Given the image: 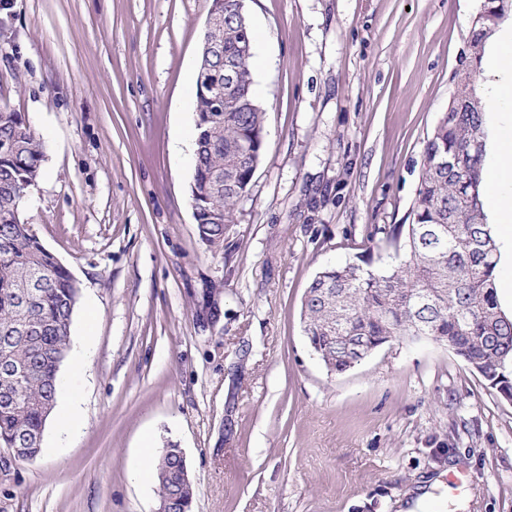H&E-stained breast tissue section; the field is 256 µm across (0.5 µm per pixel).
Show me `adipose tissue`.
Returning <instances> with one entry per match:
<instances>
[{
  "label": "adipose tissue",
  "instance_id": "obj_1",
  "mask_svg": "<svg viewBox=\"0 0 512 512\" xmlns=\"http://www.w3.org/2000/svg\"><path fill=\"white\" fill-rule=\"evenodd\" d=\"M481 68L502 77L483 95L487 120L494 129L489 146L491 159L483 168V181L489 224L501 244V287L505 300L512 302V110L505 106L512 100V30L489 39Z\"/></svg>",
  "mask_w": 512,
  "mask_h": 512
}]
</instances>
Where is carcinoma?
Returning a JSON list of instances; mask_svg holds the SVG:
<instances>
[{"instance_id": "carcinoma-1", "label": "carcinoma", "mask_w": 512, "mask_h": 512, "mask_svg": "<svg viewBox=\"0 0 512 512\" xmlns=\"http://www.w3.org/2000/svg\"><path fill=\"white\" fill-rule=\"evenodd\" d=\"M237 2L211 0L224 23L205 30L203 41L222 55L196 89L190 202L201 240L215 251L224 248L225 225L236 223V205L264 147L251 29H239ZM511 6L512 0H482L454 76L455 107L427 137L411 223L375 229L383 234L376 246L392 251L395 264L375 266L370 257L363 267L327 266L305 292V336L336 374L358 364L340 348V336L355 349L425 337L447 346L512 401V318L496 298L497 248L483 208L486 135L476 83L486 40ZM226 61L237 78L229 98ZM43 157V142L25 116L0 109V448L17 449L22 462L41 454L80 295L70 271L20 218V202ZM182 469L175 448L163 449L154 465L158 498L168 500L170 512H192L195 485L180 477Z\"/></svg>"}]
</instances>
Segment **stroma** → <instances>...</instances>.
Here are the masks:
<instances>
[{
    "instance_id": "1",
    "label": "stroma",
    "mask_w": 512,
    "mask_h": 512,
    "mask_svg": "<svg viewBox=\"0 0 512 512\" xmlns=\"http://www.w3.org/2000/svg\"><path fill=\"white\" fill-rule=\"evenodd\" d=\"M479 6L246 0L264 147L215 254L187 159L210 0H0V108L47 138L21 215L81 289V428L48 420L0 512H155L170 444L193 512H406L424 488L419 512H512V401L427 338L330 373L300 318L318 271L406 223Z\"/></svg>"
}]
</instances>
